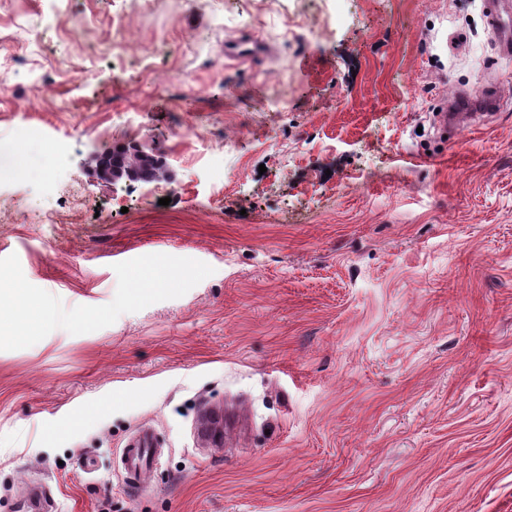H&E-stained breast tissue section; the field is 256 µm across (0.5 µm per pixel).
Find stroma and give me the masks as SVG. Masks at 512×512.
<instances>
[{
  "mask_svg": "<svg viewBox=\"0 0 512 512\" xmlns=\"http://www.w3.org/2000/svg\"><path fill=\"white\" fill-rule=\"evenodd\" d=\"M3 71L0 274L44 313L0 307V512L34 483L56 512H512V56L485 0H0ZM127 144L171 181L98 182ZM157 456L156 448H153L152 438L145 434L130 448H124L122 463L128 473L134 488L143 487V476L146 474L148 464Z\"/></svg>",
  "mask_w": 512,
  "mask_h": 512,
  "instance_id": "stroma-1",
  "label": "stroma"
}]
</instances>
